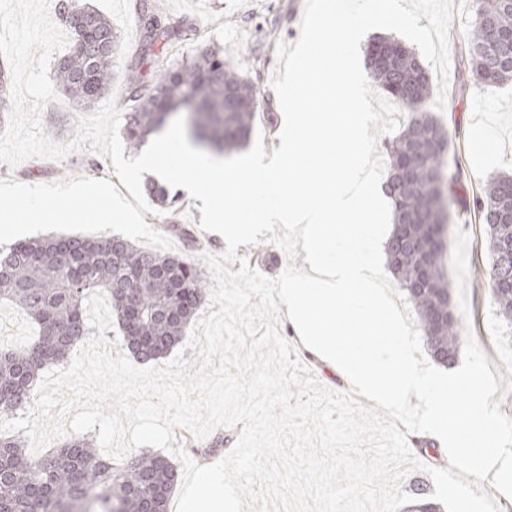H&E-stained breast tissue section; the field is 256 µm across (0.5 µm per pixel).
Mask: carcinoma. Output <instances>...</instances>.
Instances as JSON below:
<instances>
[{"instance_id":"obj_1","label":"carcinoma","mask_w":512,"mask_h":512,"mask_svg":"<svg viewBox=\"0 0 512 512\" xmlns=\"http://www.w3.org/2000/svg\"><path fill=\"white\" fill-rule=\"evenodd\" d=\"M475 19L461 51L472 86L512 81V0H475ZM62 21L73 35L70 53L55 78L72 100L91 105L111 89L117 35L112 22L92 8L63 5ZM83 20V36L72 19ZM139 25L149 45L182 40L195 28L139 5ZM100 34L112 50L94 52ZM385 64L369 65L371 78L408 114L388 149L385 193L393 227L384 252L390 273L411 303L426 348L435 362H455L465 336L453 311L445 272L444 237L449 213L467 206L458 192L460 171L444 164L448 128L429 111L433 88L416 53L397 41ZM127 89L134 107L124 137L137 148L163 132L170 117L188 114L190 135L219 152L243 148L262 100L256 86L235 71L218 50L199 49L176 67H165L147 82L133 71ZM487 228L491 258L488 286L500 324L512 332V175L489 174L472 200ZM107 293L124 342L139 359L155 360L184 337L203 302L206 287L186 257L142 250L119 236H51L0 250V299L14 303L38 326L27 346L0 352V418L15 416L33 402L36 380L67 359L93 329L84 314L86 297ZM176 469L164 456L143 453L121 466L103 461L89 437L71 438L48 454H27L18 434L0 433V512H168ZM406 512H442L421 498Z\"/></svg>"}]
</instances>
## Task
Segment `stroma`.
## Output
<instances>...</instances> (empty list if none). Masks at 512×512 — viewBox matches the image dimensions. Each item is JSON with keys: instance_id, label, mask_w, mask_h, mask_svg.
<instances>
[{"instance_id": "obj_1", "label": "stroma", "mask_w": 512, "mask_h": 512, "mask_svg": "<svg viewBox=\"0 0 512 512\" xmlns=\"http://www.w3.org/2000/svg\"><path fill=\"white\" fill-rule=\"evenodd\" d=\"M108 16L120 36L118 53L114 60L111 97L121 116H128L131 103L126 89V75L136 70L150 76L163 67L179 62L199 47L210 46L228 53L240 76L252 81L263 93L268 107L259 112L255 133L261 134L266 152H273L280 141L278 134L283 117L270 80L279 62V43H294L300 35L303 17L302 0H154L165 14L184 18L196 32L189 41L172 44L163 50H148L144 34L138 23L140 0H75ZM474 17V0H453V20L448 34L451 61L450 84L458 82L459 52L463 39ZM83 107L75 105L65 94H58L41 112L45 134L53 141L66 143L76 133L78 117L85 115ZM439 119L448 126L446 157L448 165L463 170V186L468 194H476L483 178L493 172L512 173V83L479 85L473 87L464 100L446 99ZM490 120L496 130L495 150L484 154L476 144L485 136L482 122ZM114 179L110 157L90 151H76L63 160L30 158L16 167L0 163V179L16 180L24 184H51L75 177ZM169 203L159 215L145 214L147 224L169 235L174 254L200 260L206 253L222 254L224 240L201 230L199 200L179 188H169ZM189 228L191 238L171 231L172 225ZM485 226L476 209L451 211L446 238V266L451 285L455 312L463 326L469 327L478 345L487 356L491 370L500 377L496 394L503 413H512V336L502 329L495 316V304L487 285L489 260L482 249ZM238 262L231 271H238L240 260H247L265 276L277 277L288 260L278 247L260 242L242 245L237 249ZM298 268H305L303 256L292 260ZM280 333L296 345L300 359L326 387L340 392L351 386L340 373L334 372L313 350L302 346L300 337L289 320H282ZM38 328L14 304L0 300V350L6 351L33 342ZM240 427H219L208 437L198 439L187 430L175 429L178 444L198 465H210L221 459L234 446ZM409 446L425 468L409 473L402 484L404 492L420 486L433 492L434 482L428 470L432 467L448 468L447 455L442 442L427 433H411ZM431 451H424V444ZM209 456H202V449Z\"/></svg>"}]
</instances>
